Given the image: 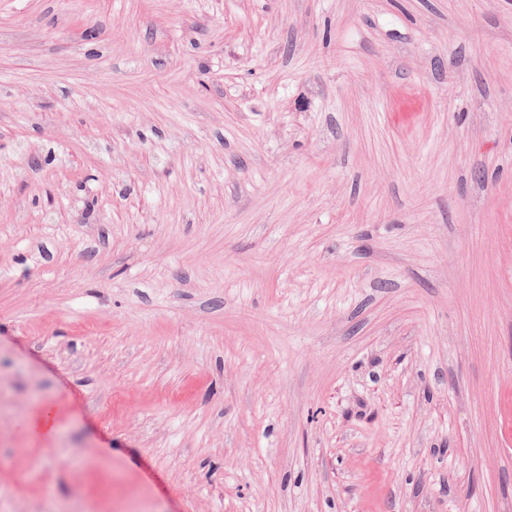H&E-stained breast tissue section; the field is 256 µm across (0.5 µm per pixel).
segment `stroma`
<instances>
[{
	"mask_svg": "<svg viewBox=\"0 0 512 512\" xmlns=\"http://www.w3.org/2000/svg\"><path fill=\"white\" fill-rule=\"evenodd\" d=\"M0 512H512V0H0Z\"/></svg>",
	"mask_w": 512,
	"mask_h": 512,
	"instance_id": "1",
	"label": "stroma"
}]
</instances>
